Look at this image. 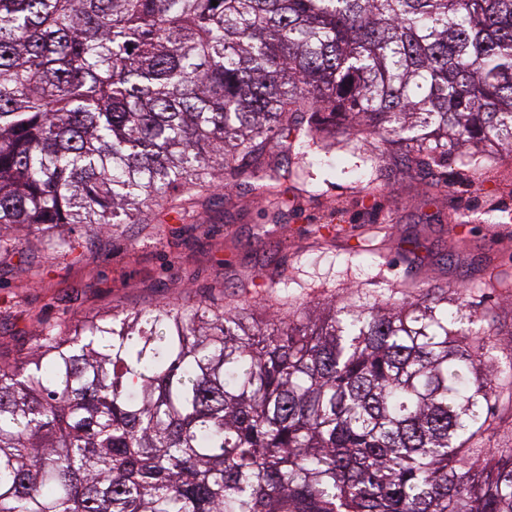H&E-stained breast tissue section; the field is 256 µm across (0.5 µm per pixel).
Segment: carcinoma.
<instances>
[{"label": "carcinoma", "mask_w": 512, "mask_h": 512, "mask_svg": "<svg viewBox=\"0 0 512 512\" xmlns=\"http://www.w3.org/2000/svg\"><path fill=\"white\" fill-rule=\"evenodd\" d=\"M512 153V0H0V250L144 224L336 129ZM158 303L0 360V512H512V356L463 291ZM492 443L498 448H512V409L510 403L505 410L501 406L500 420L492 436Z\"/></svg>", "instance_id": "obj_1"}]
</instances>
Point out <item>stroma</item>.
Instances as JSON below:
<instances>
[{"label":"stroma","mask_w":512,"mask_h":512,"mask_svg":"<svg viewBox=\"0 0 512 512\" xmlns=\"http://www.w3.org/2000/svg\"><path fill=\"white\" fill-rule=\"evenodd\" d=\"M335 168L305 167L288 185V207L257 196L248 173L228 188L198 193L177 213L122 224L96 238L79 225L62 257L37 235L0 255V357L31 353L38 332L111 311L178 300L225 304L242 296L278 311L262 283L288 276L293 304L321 307L354 292L400 298L413 278L425 288L466 292L470 310L491 313L500 355L512 356V288H480L489 270L512 275V157L491 170L449 156L445 166L412 169L400 150L376 159L353 138L333 154ZM333 229H326V222Z\"/></svg>","instance_id":"1"}]
</instances>
